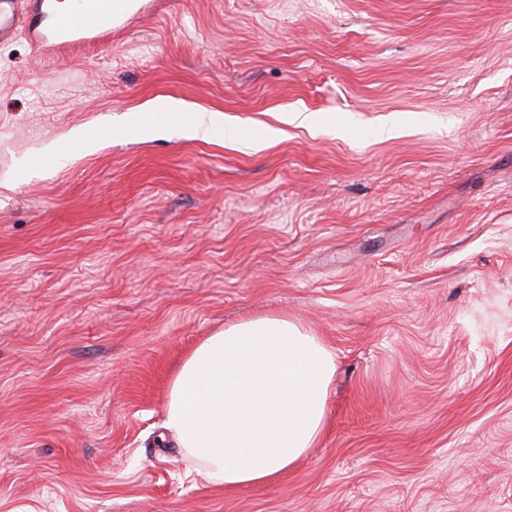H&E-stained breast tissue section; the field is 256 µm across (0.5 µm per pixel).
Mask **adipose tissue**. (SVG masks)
I'll return each instance as SVG.
<instances>
[{
    "instance_id": "1",
    "label": "adipose tissue",
    "mask_w": 512,
    "mask_h": 512,
    "mask_svg": "<svg viewBox=\"0 0 512 512\" xmlns=\"http://www.w3.org/2000/svg\"><path fill=\"white\" fill-rule=\"evenodd\" d=\"M152 110L182 112L171 133L238 140L218 111L183 112L163 98ZM336 371L322 340L288 318L263 315L224 327L185 358L170 382L168 429L192 469L228 491L291 469L318 439Z\"/></svg>"
}]
</instances>
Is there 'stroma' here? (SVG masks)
<instances>
[{
  "instance_id": "1",
  "label": "stroma",
  "mask_w": 512,
  "mask_h": 512,
  "mask_svg": "<svg viewBox=\"0 0 512 512\" xmlns=\"http://www.w3.org/2000/svg\"><path fill=\"white\" fill-rule=\"evenodd\" d=\"M157 98L264 146L126 131ZM266 312L336 373L314 446L229 492L168 388ZM0 512H512V0H148L51 67L0 45Z\"/></svg>"
}]
</instances>
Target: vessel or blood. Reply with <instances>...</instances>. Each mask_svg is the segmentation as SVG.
<instances>
[{"label":"vessel or blood","instance_id":"b4317fda","mask_svg":"<svg viewBox=\"0 0 512 512\" xmlns=\"http://www.w3.org/2000/svg\"><path fill=\"white\" fill-rule=\"evenodd\" d=\"M114 0H77L74 8L48 32L36 30L39 15L52 7V0H0V44L32 31L38 49L56 55L80 51L111 42L116 23Z\"/></svg>","mask_w":512,"mask_h":512}]
</instances>
